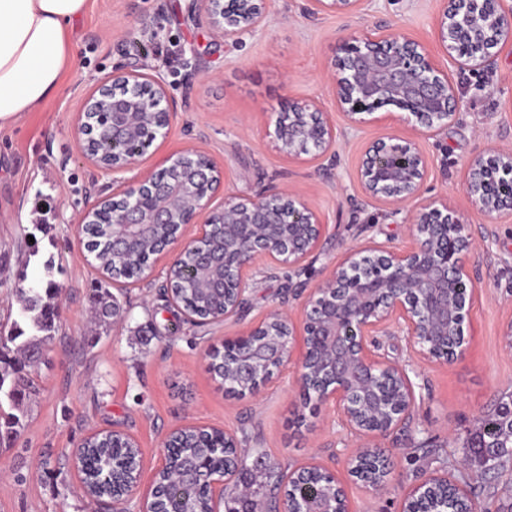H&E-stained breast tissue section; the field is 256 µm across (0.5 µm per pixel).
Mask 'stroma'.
Segmentation results:
<instances>
[{
  "label": "stroma",
  "instance_id": "stroma-1",
  "mask_svg": "<svg viewBox=\"0 0 512 512\" xmlns=\"http://www.w3.org/2000/svg\"><path fill=\"white\" fill-rule=\"evenodd\" d=\"M187 5L87 0L57 93L0 128V331L18 318L17 288L50 279L61 288L54 338L33 373L37 391L23 407L24 427L0 448V512H112L79 488L73 459L83 440L94 431L132 436L141 453L143 494L165 460L166 436L189 422L238 436L244 483L264 465L286 473L315 460L343 483L352 512H399L409 487L446 472L469 485L478 512H512V483L496 481L494 470L469 450L481 418L512 406V349L503 336L512 320V220L484 217L464 190L475 156L491 145L512 148V47H504L490 69L459 72L437 40L439 0H365L356 13L319 16L306 15V0H270L266 26L234 45L189 17ZM382 27L424 44L460 89L456 118L420 139L430 159L423 197L447 201L478 238L467 265L479 298L465 320V349L452 362H421L397 327L377 336L379 353L408 369L417 405L381 439L393 466L386 487L374 491L347 473L355 437L333 406L302 405L293 369L275 374L257 395L225 394L206 369L205 353L221 347L239 324L196 325L171 302L163 274L124 283L98 268L79 217L111 192L112 175L82 154L75 116L115 68L146 62L164 75L176 103L166 135L145 151L146 167L195 146L222 168L226 192L290 189L311 203L328 223L321 255L308 261L299 285L282 272L258 276L242 322L273 310L297 320L310 290L349 247L411 243L404 214L367 199L357 179L365 146L412 135L410 124L398 110L391 125L350 126L328 78L346 44ZM305 99L319 100L336 126L335 166L287 160L266 133L267 113ZM49 257L54 269L48 273L42 261ZM104 289L120 305L121 323L94 319L91 297Z\"/></svg>",
  "mask_w": 512,
  "mask_h": 512
}]
</instances>
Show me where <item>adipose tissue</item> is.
Here are the masks:
<instances>
[{
    "mask_svg": "<svg viewBox=\"0 0 512 512\" xmlns=\"http://www.w3.org/2000/svg\"><path fill=\"white\" fill-rule=\"evenodd\" d=\"M86 0H0V128L58 90Z\"/></svg>",
    "mask_w": 512,
    "mask_h": 512,
    "instance_id": "adipose-tissue-1",
    "label": "adipose tissue"
}]
</instances>
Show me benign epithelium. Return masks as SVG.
Masks as SVG:
<instances>
[{"label":"benign epithelium","mask_w":512,"mask_h":512,"mask_svg":"<svg viewBox=\"0 0 512 512\" xmlns=\"http://www.w3.org/2000/svg\"><path fill=\"white\" fill-rule=\"evenodd\" d=\"M269 0H189L188 12L224 41L237 43L267 23ZM309 12L350 14L362 0H308ZM438 37L448 58L473 72L493 65L512 45V0H442ZM337 108L352 124L387 106L407 112L411 137H388L369 144L358 179L363 193L393 207L398 214L419 199L429 160L419 137L448 126L460 110L461 98L428 50L402 32L366 33L336 57L330 70ZM162 78L142 64L121 66L103 80L77 112V134L86 158L112 173L136 172L129 183L112 188L97 207L79 217L96 224L112 214V253L140 251L154 244L148 276L161 258L165 287L177 300L174 271L190 256L212 275L211 288L224 289L223 308L210 321H236L248 305L247 293L256 274L283 270L288 280L305 271L317 256L328 224L321 213L292 190L253 197L224 195L222 208L210 209L222 173L204 150L188 148L168 155L165 166L143 168L142 155L112 157L101 162L91 153L97 131L112 129V140L141 138L147 144L168 128L174 108ZM268 136L290 160L336 157V127L314 99L293 102L268 113ZM464 189L472 209L496 219L512 216V148L491 147L470 161ZM412 244L396 247L369 242L346 252L313 289L302 312V333L290 315L274 310L224 338L223 350L206 353L207 368L215 354L224 356V390L234 396L256 395L275 372L296 367L295 383L306 399L332 405L341 425L360 439L349 456L348 475L366 487L383 489L392 471L379 439L398 429L412 415L417 396L406 367L380 357L374 336L397 326L422 360L449 362L463 351L464 321L476 302L475 284L466 254L476 240L461 216L432 203H422L410 221ZM220 460L197 470L200 486L212 503L233 488L241 443L227 429ZM167 457L157 474L190 467L172 436L164 441ZM333 483L332 502L345 491L334 473L312 461L288 473L280 484L279 512H302L294 489L316 472ZM138 479L123 477V489L110 497L114 505L133 499ZM457 502H471L467 486L444 473L428 477L408 490L401 512H436L440 490ZM164 512L157 490L139 499L132 511Z\"/></svg>","instance_id":"7a95c632"}]
</instances>
